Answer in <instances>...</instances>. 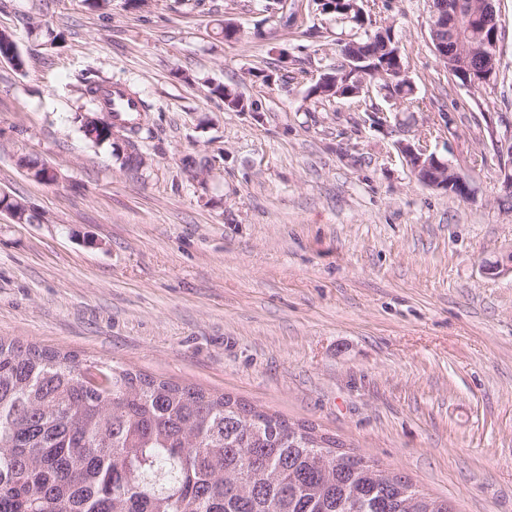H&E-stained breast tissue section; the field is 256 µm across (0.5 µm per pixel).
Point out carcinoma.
Returning a JSON list of instances; mask_svg holds the SVG:
<instances>
[{"label":"carcinoma","mask_w":512,"mask_h":512,"mask_svg":"<svg viewBox=\"0 0 512 512\" xmlns=\"http://www.w3.org/2000/svg\"><path fill=\"white\" fill-rule=\"evenodd\" d=\"M465 4L454 29L461 53L443 65L478 87L496 76L497 64L471 50L492 29H483L482 0ZM330 6L355 29L341 55L361 61L323 66L328 78L310 94L350 98L367 81L411 93L391 29L367 27L361 0H333L322 10ZM211 93L228 111H257L234 88L218 84ZM102 115L103 126L81 121L84 138L141 168L146 120ZM110 128L122 140L108 138ZM20 164L46 183L58 180L35 159ZM11 206L23 223L42 222L25 201L13 198ZM340 448L313 426L230 395L0 337V512H453L448 501Z\"/></svg>","instance_id":"1"}]
</instances>
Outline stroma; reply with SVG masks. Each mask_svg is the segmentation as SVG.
<instances>
[{"mask_svg": "<svg viewBox=\"0 0 512 512\" xmlns=\"http://www.w3.org/2000/svg\"><path fill=\"white\" fill-rule=\"evenodd\" d=\"M297 5L293 28L262 0H0L27 59L0 62V193L45 217L0 212V336L231 395L455 512H512V274L484 270L512 253V148L490 138L512 125V0H494L497 75L472 88L436 57L425 0H363L393 29L408 101L310 97L350 25ZM89 71L152 104L143 168L84 139ZM210 79L258 111L225 110ZM417 139L469 197L416 180L396 143ZM188 154L210 159L204 179Z\"/></svg>", "mask_w": 512, "mask_h": 512, "instance_id": "obj_1", "label": "stroma"}]
</instances>
